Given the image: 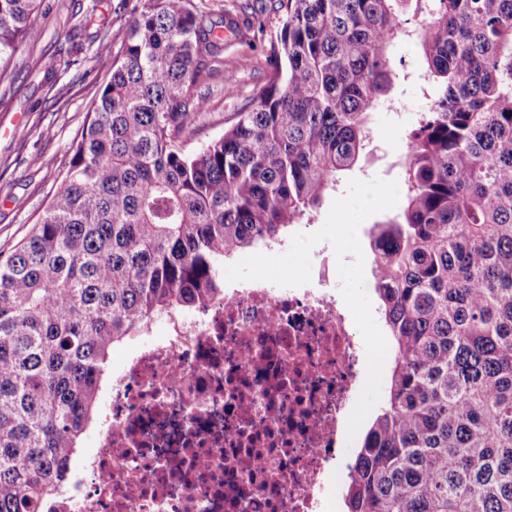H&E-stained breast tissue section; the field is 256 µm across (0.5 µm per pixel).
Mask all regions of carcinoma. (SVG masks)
<instances>
[{"instance_id": "cac0c4a2", "label": "carcinoma", "mask_w": 512, "mask_h": 512, "mask_svg": "<svg viewBox=\"0 0 512 512\" xmlns=\"http://www.w3.org/2000/svg\"><path fill=\"white\" fill-rule=\"evenodd\" d=\"M188 0H144L28 235L0 253V512L64 496L111 346L224 290V263L288 238L353 170L392 101L395 44L434 106L398 160L406 204L369 231L391 338L387 399L346 512H512V0H277L266 85L224 134L190 86L221 51ZM40 0H0V67ZM411 9L426 25L407 29Z\"/></svg>"}]
</instances>
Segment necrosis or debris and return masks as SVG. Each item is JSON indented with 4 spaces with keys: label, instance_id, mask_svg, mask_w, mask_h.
I'll return each instance as SVG.
<instances>
[{
    "label": "necrosis or debris",
    "instance_id": "1",
    "mask_svg": "<svg viewBox=\"0 0 512 512\" xmlns=\"http://www.w3.org/2000/svg\"><path fill=\"white\" fill-rule=\"evenodd\" d=\"M335 279L240 281L134 343L65 512H320L365 353Z\"/></svg>",
    "mask_w": 512,
    "mask_h": 512
}]
</instances>
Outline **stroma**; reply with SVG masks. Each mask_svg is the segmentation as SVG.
Here are the masks:
<instances>
[{
    "mask_svg": "<svg viewBox=\"0 0 512 512\" xmlns=\"http://www.w3.org/2000/svg\"><path fill=\"white\" fill-rule=\"evenodd\" d=\"M139 0H42L32 18L35 39L19 44L10 63L0 70V251L9 252L31 229L47 206L66 169L70 143L82 129L107 75L98 65L115 56ZM261 21L251 42L228 41L223 51L204 59L189 95L200 112L192 147L221 136L235 112L266 84L265 50L280 30L282 18L272 0H252ZM111 25L112 36L98 34L86 15ZM78 45L76 63L59 65V57ZM406 80L391 92L403 105L402 116L375 112L369 153L354 178L401 180L396 161L407 150L424 99L417 75L422 57L416 44L402 42L393 50Z\"/></svg>",
    "mask_w": 512,
    "mask_h": 512,
    "instance_id": "1",
    "label": "stroma"
}]
</instances>
